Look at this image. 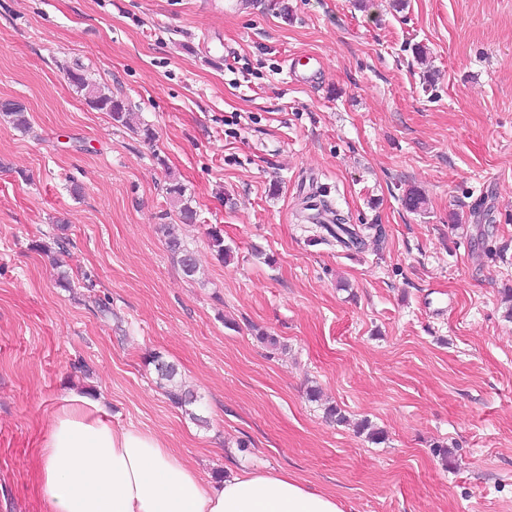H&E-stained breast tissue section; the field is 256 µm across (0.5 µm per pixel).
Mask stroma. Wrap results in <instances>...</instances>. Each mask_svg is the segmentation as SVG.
Listing matches in <instances>:
<instances>
[{
    "label": "stroma",
    "mask_w": 512,
    "mask_h": 512,
    "mask_svg": "<svg viewBox=\"0 0 512 512\" xmlns=\"http://www.w3.org/2000/svg\"><path fill=\"white\" fill-rule=\"evenodd\" d=\"M224 2L0 0V99L30 121L0 118V512H43L41 448L73 391L206 479L284 470L344 512H512V0ZM304 53L311 85L286 68ZM76 65L154 141L90 108ZM317 192L362 249L311 242ZM60 218L54 262L36 245ZM306 61L302 59H293L290 64V72L294 75L297 81L313 84L317 75L322 68V62L320 59L314 56H307ZM166 194L172 205L178 210L179 219L184 224H193L197 213L185 197V188L179 182L171 183L166 187ZM161 232L165 237V243L172 255L176 256L187 277H195L197 274V262L194 252L183 242L182 239L173 235L166 224L161 226ZM150 361L154 364L157 373V384L164 389L172 404L185 409L197 404L198 400L194 393L186 389L182 382L178 380L175 365L165 362L159 355L152 356ZM186 411H189V409H186Z\"/></svg>",
    "instance_id": "obj_1"
}]
</instances>
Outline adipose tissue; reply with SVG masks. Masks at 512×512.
I'll list each match as a JSON object with an SVG mask.
<instances>
[{
	"label": "adipose tissue",
	"mask_w": 512,
	"mask_h": 512,
	"mask_svg": "<svg viewBox=\"0 0 512 512\" xmlns=\"http://www.w3.org/2000/svg\"><path fill=\"white\" fill-rule=\"evenodd\" d=\"M44 512H344L285 472L205 481L149 432L113 427L100 399L72 393L42 448Z\"/></svg>",
	"instance_id": "ef3b65f1"
}]
</instances>
